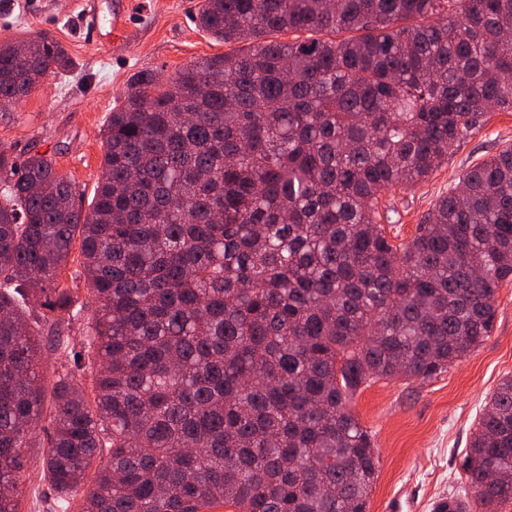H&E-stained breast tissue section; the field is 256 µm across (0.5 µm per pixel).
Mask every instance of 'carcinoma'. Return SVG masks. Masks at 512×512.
Wrapping results in <instances>:
<instances>
[{"label": "carcinoma", "mask_w": 512, "mask_h": 512, "mask_svg": "<svg viewBox=\"0 0 512 512\" xmlns=\"http://www.w3.org/2000/svg\"><path fill=\"white\" fill-rule=\"evenodd\" d=\"M196 23L249 46L128 81L89 210L51 157L0 152V512H18L47 408L60 512L91 472L80 512H367L356 392L429 379L490 336L512 145L406 243L378 206L512 111V0H201ZM73 65L47 33L0 43V107ZM79 282L96 307L76 343ZM462 470L434 512L512 503L511 376Z\"/></svg>", "instance_id": "cac0c4a2"}]
</instances>
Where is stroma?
I'll use <instances>...</instances> for the list:
<instances>
[{
  "label": "stroma",
  "mask_w": 512,
  "mask_h": 512,
  "mask_svg": "<svg viewBox=\"0 0 512 512\" xmlns=\"http://www.w3.org/2000/svg\"><path fill=\"white\" fill-rule=\"evenodd\" d=\"M200 0H0V40L21 41L47 32L74 61L49 75L16 105L0 110V149L24 157L51 156L58 173L75 184L90 206L101 175L102 134L129 78L150 70L171 78L198 59L230 52L196 25ZM111 18L123 11L118 32L90 34L78 16L87 5ZM512 144V112H491L473 134L455 143L445 162L411 189H393L379 203L394 242L413 238L433 204L466 171ZM512 375V282L497 293L490 336L475 351L428 380L376 379L355 395L352 409L373 436L379 457L367 512H432L434 503L461 486V465L491 394ZM49 419L24 455L27 479L19 512H55L42 477Z\"/></svg>",
  "instance_id": "35a3bbf8"
}]
</instances>
